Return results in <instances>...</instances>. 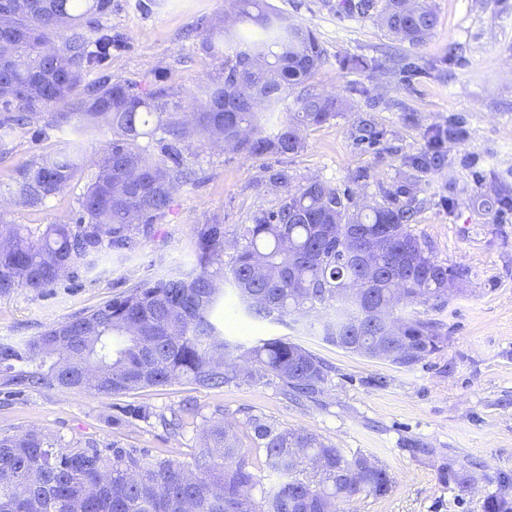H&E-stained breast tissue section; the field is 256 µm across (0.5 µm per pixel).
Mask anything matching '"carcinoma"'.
Instances as JSON below:
<instances>
[{
  "mask_svg": "<svg viewBox=\"0 0 512 512\" xmlns=\"http://www.w3.org/2000/svg\"><path fill=\"white\" fill-rule=\"evenodd\" d=\"M233 23L205 22L201 49L217 61L192 102L158 84L135 92L126 82L85 83L112 53V32L94 20L112 0H0V153L29 133L40 111L69 128L61 148L20 172L11 190L39 208L84 172L87 135L112 140L66 222L45 227L0 224V297L19 288L42 292L59 281L57 265L88 270L125 256L173 203L188 181L181 144L195 137L246 157L297 154L303 127L336 117L343 102L310 89L329 58L313 30L268 0H227ZM363 15L375 9L399 41L418 46L437 26L428 0H343ZM236 43L224 53V41ZM296 109L281 104L293 92ZM162 143L152 156L142 140ZM439 152L408 156L419 172L441 165ZM282 188L277 204L243 226L224 261V225L196 230L193 269L163 274L38 336L0 339V389L10 396L80 386L93 397L126 395L175 380L204 389L275 382L296 403L314 402L328 376L324 362L287 338L246 350L224 339L219 312L225 287L254 321L319 317L323 340L347 352L412 368L440 352L447 324L425 318L449 304L448 282L465 272L430 254L410 230L415 211L386 191L385 202L357 206L350 194L320 179L294 188L286 170L269 175ZM122 414L155 418L178 432L196 413L186 404L170 415L148 406ZM215 410L193 467L169 457L146 458L119 443L72 444L42 430L0 433V512H337L359 496L383 497L389 471L371 456L350 458L304 430L281 428L261 414L238 427ZM260 459L252 470L247 454ZM509 485L486 497L484 512H512Z\"/></svg>",
  "mask_w": 512,
  "mask_h": 512,
  "instance_id": "obj_1",
  "label": "carcinoma"
}]
</instances>
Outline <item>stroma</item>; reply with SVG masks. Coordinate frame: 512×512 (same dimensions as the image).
<instances>
[{"label": "stroma", "instance_id": "obj_1", "mask_svg": "<svg viewBox=\"0 0 512 512\" xmlns=\"http://www.w3.org/2000/svg\"><path fill=\"white\" fill-rule=\"evenodd\" d=\"M272 2L315 31L329 65L313 86L347 102V110L306 129L305 148L294 155L252 159L189 140L184 162L192 181L175 192L151 237L128 257H113L92 271L70 269L44 293L21 289L0 297V338L39 335L128 288L191 269L197 227L217 220L226 239L237 237L241 225L277 203L281 191L268 173L285 170L294 184L322 179L361 203L382 201L387 189L407 188L418 209L412 232L436 260L468 276L465 295L444 313V350L400 368L326 343L314 316L286 325L252 321L229 294L220 311L226 339L248 348L285 337L330 366L319 402L297 405L273 383L202 389L175 381L97 398L67 388L0 393V433L40 428L68 441L90 440L102 448L117 441L151 458L187 462L215 410L240 424L261 412L281 427L316 434L345 455L361 452L387 467L393 484L386 496L359 497L340 504V512H483L499 475L512 476V209L486 206L500 188L512 189V0H428L438 24L419 46L396 41L376 14L338 11V0ZM225 8V0H112L105 23L115 43L93 79L122 80L139 91L162 80L182 99L196 96L215 66L199 49L200 22ZM397 55L417 62L419 71L407 75L388 68L389 57ZM346 58L373 67L341 68ZM452 124L459 134L439 144L441 168L417 173L403 166L405 156L431 149ZM366 125L378 131L376 144L363 141ZM35 127L36 135L0 154V202H6L5 218L12 224L71 217L111 138L107 132L92 136L82 180L32 210L9 204L8 187L24 165L63 137L46 120ZM187 403L199 415L177 435L114 420L127 404L165 412ZM445 462L474 473V482L463 488L443 478Z\"/></svg>", "mask_w": 512, "mask_h": 512}]
</instances>
